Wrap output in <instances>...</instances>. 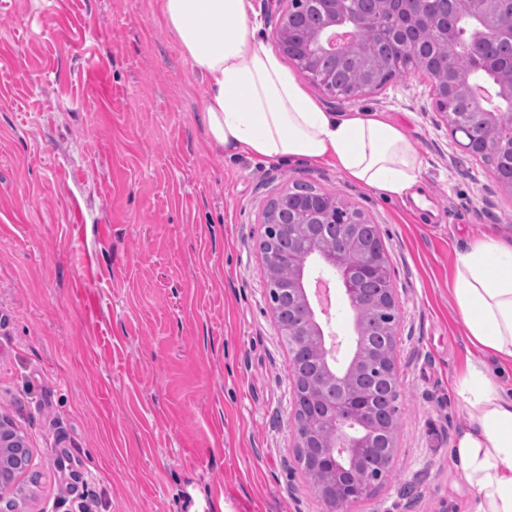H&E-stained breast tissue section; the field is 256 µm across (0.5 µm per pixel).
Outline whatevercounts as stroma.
Wrapping results in <instances>:
<instances>
[{
  "instance_id": "stroma-1",
  "label": "stroma",
  "mask_w": 512,
  "mask_h": 512,
  "mask_svg": "<svg viewBox=\"0 0 512 512\" xmlns=\"http://www.w3.org/2000/svg\"><path fill=\"white\" fill-rule=\"evenodd\" d=\"M329 112H385L423 161L388 199L328 163L225 158L157 0H0V416L31 462L22 512H327L300 469L288 345L258 249L296 182L376 224L398 302L387 482L353 512H466L452 384L458 252L512 237V196L464 154L409 71Z\"/></svg>"
}]
</instances>
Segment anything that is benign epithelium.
Instances as JSON below:
<instances>
[{
  "instance_id": "obj_1",
  "label": "benign epithelium",
  "mask_w": 512,
  "mask_h": 512,
  "mask_svg": "<svg viewBox=\"0 0 512 512\" xmlns=\"http://www.w3.org/2000/svg\"><path fill=\"white\" fill-rule=\"evenodd\" d=\"M277 2L284 7L275 34L276 46L296 64L302 77L331 96L347 101L357 100L382 87L370 77L345 92L336 88L335 72L320 67L321 60L328 56L340 61L345 59L354 45L361 46L367 57L377 48L375 41L362 37L366 25L364 15L345 7L350 0ZM373 3L377 14L397 19L396 23L382 27L380 36L382 41L399 48V62L405 67L415 65L414 58L425 33L433 35L432 50H444L453 56L461 48L466 54L467 70L450 71L444 75L428 74L436 112L453 141L463 138L460 146L475 158L481 159L487 153V145L469 136V113L452 109L462 96L484 108L491 126L512 133V54L505 59L492 56L487 50L491 42L512 46V26L505 28L497 23L500 17L512 19V0H373ZM500 161L501 168L493 169L494 181L499 190L512 196V149L500 156ZM338 207L346 212V220L340 225V239L349 245L359 225L368 223L366 216L354 205L321 191L315 197L295 198L292 190H283L269 202L263 224L267 228L276 224H296L319 239L326 234L327 225L333 222ZM316 258L339 274L348 301L366 303L387 316L385 332L391 336V341L382 355L381 379L392 393L399 392L395 369L397 306L391 271L381 248L366 253L360 264L351 267L344 265L340 250L328 254L318 249L304 256L288 257V279L280 286L279 293L284 295L288 311L299 313V319L288 323V330L282 335L288 337L289 371L298 393H303L304 389V378L295 366L299 339L308 330L315 331L320 337L324 335L306 290L307 280L312 276L311 263ZM371 274L385 280L384 288L375 295L365 288ZM364 346L365 339L361 337L348 362L342 366L334 364L335 356H326L325 346H319L318 350L320 364L316 375L321 390L333 398L334 413L329 420L330 442L312 453L321 475L310 472L308 476L316 491L332 505L331 512H351L355 504L368 498L387 477L385 472L362 476L341 463L344 452L364 447L355 434L354 422L373 418L370 394L348 386L349 376L360 361ZM300 410L301 406H296L294 419L297 438L294 452L299 461L310 454L309 439L313 433L312 425ZM18 436L13 426L4 421L0 423V512H16L13 494L18 489V476L27 466L28 448Z\"/></svg>"
}]
</instances>
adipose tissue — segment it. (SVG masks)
Returning <instances> with one entry per match:
<instances>
[{
    "label": "adipose tissue",
    "mask_w": 512,
    "mask_h": 512,
    "mask_svg": "<svg viewBox=\"0 0 512 512\" xmlns=\"http://www.w3.org/2000/svg\"><path fill=\"white\" fill-rule=\"evenodd\" d=\"M161 20L205 86L201 120L227 155L330 161L387 197L419 181L422 161L404 129L380 112L325 111L258 37L252 0H160ZM455 305L475 350L454 390L469 419L453 452L468 512H512V240L487 235L457 260Z\"/></svg>",
    "instance_id": "adipose-tissue-1"
}]
</instances>
